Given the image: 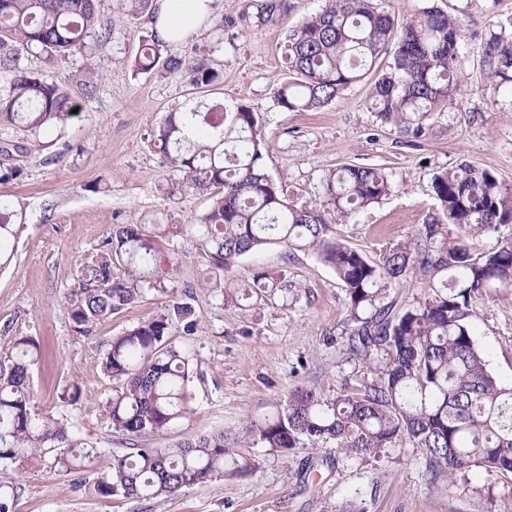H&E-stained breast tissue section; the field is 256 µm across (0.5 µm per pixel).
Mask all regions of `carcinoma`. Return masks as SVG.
Segmentation results:
<instances>
[{
    "label": "carcinoma",
    "instance_id": "cac0c4a2",
    "mask_svg": "<svg viewBox=\"0 0 512 512\" xmlns=\"http://www.w3.org/2000/svg\"><path fill=\"white\" fill-rule=\"evenodd\" d=\"M98 0H0V126H21L29 146L64 129L78 100L92 96L100 72L91 66L65 89L28 65L32 56L62 59L86 47L98 25ZM282 0H264L260 24H275ZM462 23L427 6L410 22L376 0H327L288 37V73L274 95L283 112L327 106L379 63L370 109L384 122L418 135L428 113L457 94L463 64ZM165 43L151 36L133 61V71L188 74L194 86L212 84L217 73L203 63L183 64L163 56ZM496 62L494 76L508 81L512 41L495 36L485 48ZM150 145L179 172L177 192L207 196L195 225L196 249L207 258L206 285L224 299L236 296L224 283V268L269 244L311 251L331 268L347 296L351 328L348 354L365 371L327 391L314 385L292 389L283 411L242 429L187 439L172 448L134 446L103 461L98 449L69 431L67 420L43 413L32 388V368L42 359L29 336L15 339L0 363V460L17 473L44 466L55 472H89L79 489L87 495L163 501L184 488L232 480L259 468L246 442L269 453L333 445L350 457L379 456L405 439L421 452L430 482L453 483L478 469L512 474V385L499 382L476 346L472 327L477 303L512 292V238L479 244L512 224V186L487 169L461 164L432 178L436 212L403 244L373 261L333 232V225L366 209L394 189L381 167L344 165L322 178L323 200L297 206L268 174V144L261 110L215 102L186 103L169 113ZM22 215L0 203V270L22 231ZM182 224H118L91 253L69 294L74 331L90 334L98 322L119 314L149 293L167 304L151 318L112 337L100 360L102 373L122 382L103 407L109 428L132 439L166 433L195 413L197 366L171 339L197 330L191 292L168 287L169 267L155 247L174 238ZM421 296L400 304L391 290L410 273ZM253 287L288 296V280L261 272ZM21 484L0 480V512H10Z\"/></svg>",
    "mask_w": 512,
    "mask_h": 512
}]
</instances>
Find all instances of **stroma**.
<instances>
[{
  "mask_svg": "<svg viewBox=\"0 0 512 512\" xmlns=\"http://www.w3.org/2000/svg\"><path fill=\"white\" fill-rule=\"evenodd\" d=\"M123 0H100L107 42L68 59H32V70L70 84L88 65L101 77L65 129L44 149L0 155V202L23 214L25 229L11 265L0 271V358L12 336L37 341L44 353L34 366V394L43 411L66 415L74 435L105 453H124L125 436L113 432L102 407L118 388L99 361L112 337L147 320L165 305L151 294L128 310L100 321L92 333L73 330L66 298L90 253L119 224L198 223L204 197H169L163 190L179 174L149 148L152 132L187 101L252 104L262 109L265 157L273 181L290 201L311 206L322 199L321 178L348 164L386 168L394 191L379 204L336 225V236L370 258L406 242L437 206L434 173L468 163L512 186V85L498 84L484 45L492 34L512 39V0H384L400 19H414L434 5L463 22L461 91L428 113L413 138L382 122L369 109L371 79L343 91L316 112H284L273 96L287 74L290 29L321 10L326 0H287L278 24L256 25L253 0H218L216 17L186 40L165 47L168 56L201 61L218 72L208 86H192L185 73L131 70L152 32L149 14L132 18ZM18 176H8V169ZM173 257L169 285L193 289L198 330L174 334L197 361L195 415L170 432L139 438L166 448L201 434L238 433L284 406L302 384L335 388L358 364L346 351V291L331 269L310 252L269 245L226 267L225 281L244 284L261 271L284 273L287 296L237 302L198 287L204 261L188 236L159 244ZM474 339L494 375L512 384V294L480 301ZM77 385L75 404L62 402ZM260 469L226 482L183 489L164 501L89 497L78 474L43 469L24 473L14 512H487L479 491L494 485L512 497V480L473 470L456 484L429 483L420 451L410 443L377 459L351 458L333 448H298L270 454L258 447Z\"/></svg>",
  "mask_w": 512,
  "mask_h": 512,
  "instance_id": "stroma-1",
  "label": "stroma"
}]
</instances>
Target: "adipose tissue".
<instances>
[{"label":"adipose tissue","instance_id":"adipose-tissue-1","mask_svg":"<svg viewBox=\"0 0 512 512\" xmlns=\"http://www.w3.org/2000/svg\"><path fill=\"white\" fill-rule=\"evenodd\" d=\"M215 0H155L151 24L166 43L182 42L210 20Z\"/></svg>","mask_w":512,"mask_h":512}]
</instances>
